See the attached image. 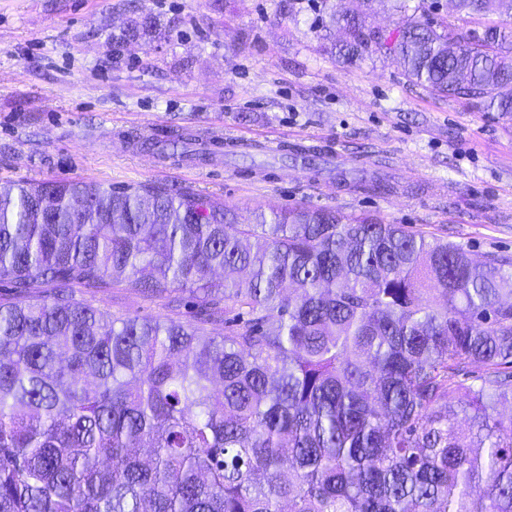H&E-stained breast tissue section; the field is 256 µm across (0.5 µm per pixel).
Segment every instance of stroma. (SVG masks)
<instances>
[{
  "mask_svg": "<svg viewBox=\"0 0 512 512\" xmlns=\"http://www.w3.org/2000/svg\"><path fill=\"white\" fill-rule=\"evenodd\" d=\"M354 0H0V186L69 180L172 186L257 213L306 207L428 231L474 260L512 257V116L410 83L395 57H338L333 13ZM140 24L127 36L131 21ZM224 154L137 149L174 132ZM317 149L324 170L287 160ZM352 170L393 184L343 186ZM112 317L189 320L185 291L81 289Z\"/></svg>",
  "mask_w": 512,
  "mask_h": 512,
  "instance_id": "35a3bbf8",
  "label": "stroma"
}]
</instances>
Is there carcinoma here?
Segmentation results:
<instances>
[{
    "mask_svg": "<svg viewBox=\"0 0 512 512\" xmlns=\"http://www.w3.org/2000/svg\"><path fill=\"white\" fill-rule=\"evenodd\" d=\"M356 2L331 18L349 60L375 46L412 83L512 113L494 20L512 0H453L464 34L424 15L375 30ZM0 280V512H512L507 258L333 209L243 223L190 193L60 180L0 186ZM114 287L187 290L193 319L74 296Z\"/></svg>",
    "mask_w": 512,
    "mask_h": 512,
    "instance_id": "cac0c4a2",
    "label": "carcinoma"
}]
</instances>
